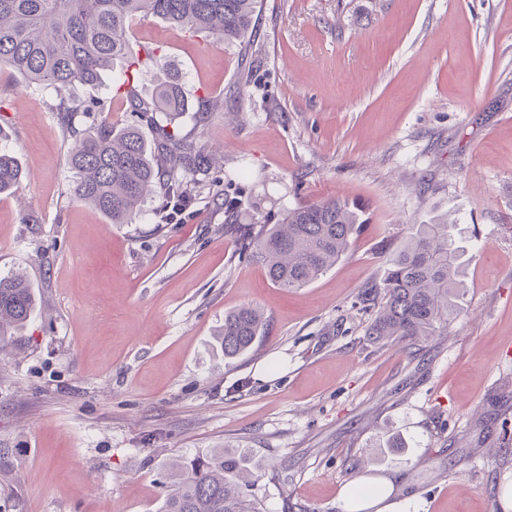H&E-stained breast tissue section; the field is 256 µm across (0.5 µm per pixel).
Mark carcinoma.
Masks as SVG:
<instances>
[{"mask_svg": "<svg viewBox=\"0 0 512 512\" xmlns=\"http://www.w3.org/2000/svg\"><path fill=\"white\" fill-rule=\"evenodd\" d=\"M258 0H0V67L6 65L27 84L52 92L55 111L73 138L69 164L75 173L72 193L113 224H133L155 192L179 205L189 200L184 176L206 177L213 159L205 147L168 130L188 111L177 74L159 91L156 105L141 101L131 81L155 60V53L131 50L128 34L139 16L157 17L196 35L219 36L226 45L252 51L249 32ZM113 76L136 112H151L156 146L141 128L114 127L100 119L82 131L73 127L70 92L95 86L116 61ZM24 170L16 157L0 151V195L10 194ZM363 221L340 197L283 213L276 224L253 223L239 236V250L266 267L280 288H302L336 265ZM455 225L441 217L418 224L393 251L375 316L367 328L377 342L429 336L436 325L457 314L464 288L462 250L455 246ZM35 297L22 276L0 278V340L5 328L26 322ZM266 330L264 312L243 305L224 314L217 343L224 358L247 351ZM255 482L250 457L239 448H220L176 464L161 512H259L248 488Z\"/></svg>", "mask_w": 512, "mask_h": 512, "instance_id": "1", "label": "carcinoma"}]
</instances>
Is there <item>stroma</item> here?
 <instances>
[{
  "mask_svg": "<svg viewBox=\"0 0 512 512\" xmlns=\"http://www.w3.org/2000/svg\"><path fill=\"white\" fill-rule=\"evenodd\" d=\"M253 57L135 19L168 73L217 108L180 134L218 161L166 219L74 198L72 140L47 90L0 68V129L27 177L0 196V277L36 306L0 346V512H160L169 464L249 449L261 512H343L391 483L395 512H512V0H260ZM146 127L112 79L71 92ZM235 197V215L225 196ZM341 197L363 227L307 286H275L229 221L275 223ZM465 249L459 313L378 344L367 300L411 225L437 215ZM267 329L225 358L224 314Z\"/></svg>",
  "mask_w": 512,
  "mask_h": 512,
  "instance_id": "stroma-1",
  "label": "stroma"
}]
</instances>
